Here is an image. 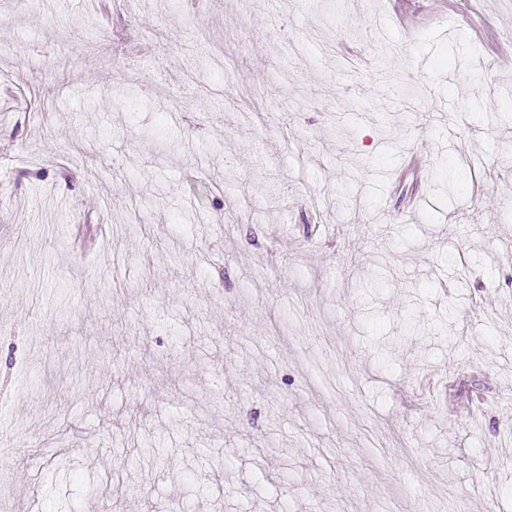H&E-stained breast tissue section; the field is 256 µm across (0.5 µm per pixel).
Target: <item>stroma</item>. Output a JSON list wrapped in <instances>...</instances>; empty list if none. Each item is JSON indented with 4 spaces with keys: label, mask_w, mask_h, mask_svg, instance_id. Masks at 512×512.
<instances>
[{
    "label": "stroma",
    "mask_w": 512,
    "mask_h": 512,
    "mask_svg": "<svg viewBox=\"0 0 512 512\" xmlns=\"http://www.w3.org/2000/svg\"><path fill=\"white\" fill-rule=\"evenodd\" d=\"M113 7L0 0V512H512V0Z\"/></svg>",
    "instance_id": "stroma-1"
}]
</instances>
